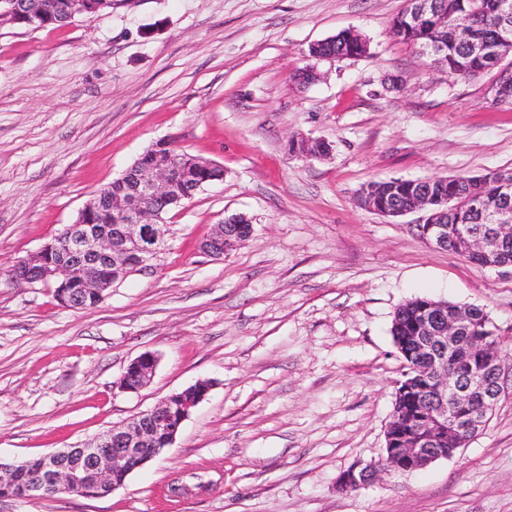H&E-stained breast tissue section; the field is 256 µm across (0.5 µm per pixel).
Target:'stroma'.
<instances>
[{"instance_id":"obj_1","label":"stroma","mask_w":512,"mask_h":512,"mask_svg":"<svg viewBox=\"0 0 512 512\" xmlns=\"http://www.w3.org/2000/svg\"><path fill=\"white\" fill-rule=\"evenodd\" d=\"M405 0H112L60 28L0 26V459L87 443L172 392L211 384L172 447L103 498H0V512H512V384L485 430L422 470L336 487L380 458L404 362L396 309L488 312L512 336V266L426 243L421 212L359 193L389 178L512 169V105L492 75L429 68L389 25ZM343 30L365 54L312 60ZM315 66L308 87L292 79ZM328 143L322 157L293 141ZM159 141L224 169L164 217L144 266L91 309L8 273ZM251 235L224 259L215 224ZM158 358L146 387L128 364ZM251 232L252 225L245 216L228 218L215 225L213 232L201 242L200 249L210 257L224 259V255L249 237ZM156 365L157 359L152 353H142L127 366L120 387L127 392L139 391L150 380Z\"/></svg>"}]
</instances>
